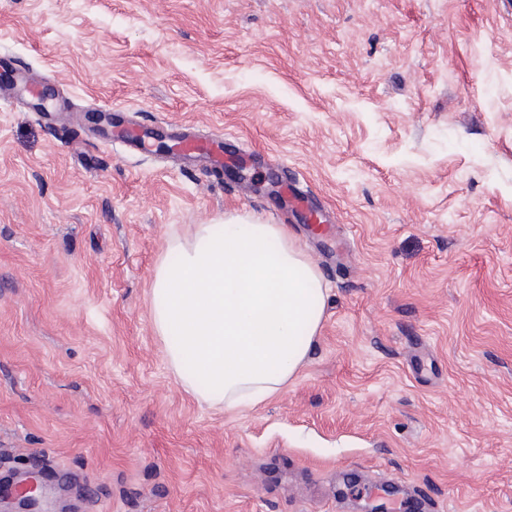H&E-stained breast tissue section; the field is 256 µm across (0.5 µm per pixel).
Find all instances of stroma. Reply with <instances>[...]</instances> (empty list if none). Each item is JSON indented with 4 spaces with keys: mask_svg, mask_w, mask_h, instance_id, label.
Listing matches in <instances>:
<instances>
[{
    "mask_svg": "<svg viewBox=\"0 0 512 512\" xmlns=\"http://www.w3.org/2000/svg\"><path fill=\"white\" fill-rule=\"evenodd\" d=\"M57 113L0 109V484L72 512H512V0H0ZM188 123L217 167L86 120ZM284 224L329 289L296 378L197 403L151 322L188 224Z\"/></svg>",
    "mask_w": 512,
    "mask_h": 512,
    "instance_id": "1",
    "label": "stroma"
}]
</instances>
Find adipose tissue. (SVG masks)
Wrapping results in <instances>:
<instances>
[{
    "label": "adipose tissue",
    "instance_id": "1",
    "mask_svg": "<svg viewBox=\"0 0 512 512\" xmlns=\"http://www.w3.org/2000/svg\"><path fill=\"white\" fill-rule=\"evenodd\" d=\"M167 250L154 272L151 320L178 382L228 412L277 395L303 366L328 297L287 227L195 224Z\"/></svg>",
    "mask_w": 512,
    "mask_h": 512
}]
</instances>
